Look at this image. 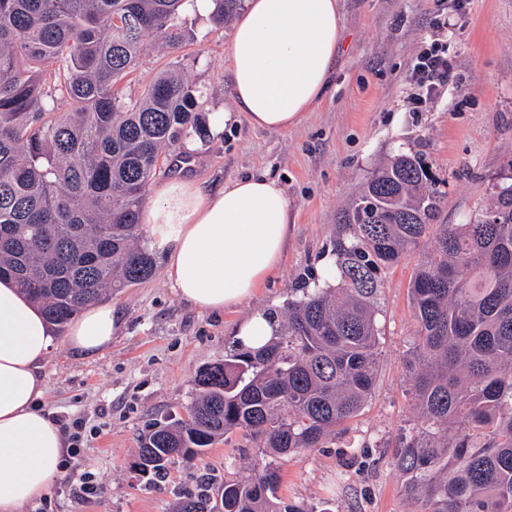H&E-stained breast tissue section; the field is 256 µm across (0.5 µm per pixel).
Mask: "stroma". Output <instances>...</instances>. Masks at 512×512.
<instances>
[{"mask_svg": "<svg viewBox=\"0 0 512 512\" xmlns=\"http://www.w3.org/2000/svg\"><path fill=\"white\" fill-rule=\"evenodd\" d=\"M340 14L347 46L327 98L285 132L252 128L236 108L231 23L192 9L182 14L191 33L183 72L200 90L205 114L221 112L226 120L206 141L178 145L165 176L209 186L250 174L278 179L291 204L288 251L251 299L209 314L176 293L164 255L156 254L154 277L110 298L121 330L109 350L85 357L62 342L51 350L43 407L94 427L70 464L96 491L77 492L63 478L42 512H174L200 477L217 485L247 473L261 450L240 431L194 463L172 460L159 483L132 463L150 426L185 416L199 371L235 348L238 324L258 309L285 315L300 278L320 274L337 211L387 158L405 153L425 161L445 200L442 224L467 223L488 205L495 185L512 182V0H340ZM431 47L446 52L451 76L418 110L409 75ZM167 61L146 40L125 94L141 95ZM428 247L421 242L383 276L376 382L347 434L279 463L277 496L304 512H411L394 457L417 423L407 368L414 332L409 282ZM353 441L362 443L360 453H351Z\"/></svg>", "mask_w": 512, "mask_h": 512, "instance_id": "35a3bbf8", "label": "stroma"}]
</instances>
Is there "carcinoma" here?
<instances>
[{
	"label": "carcinoma",
	"mask_w": 512,
	"mask_h": 512,
	"mask_svg": "<svg viewBox=\"0 0 512 512\" xmlns=\"http://www.w3.org/2000/svg\"><path fill=\"white\" fill-rule=\"evenodd\" d=\"M189 2L0 0V278L58 327L155 274L138 245L147 189L169 148L207 133L199 90L180 71ZM212 3L222 23L242 0ZM148 37L171 60L134 100L122 82ZM440 204L419 157L374 169L336 212L332 281L296 289L268 345L202 369L186 416L143 435L142 475L234 430L265 449L224 481V499L205 487L176 512H305L274 495L272 460L324 447L360 414L377 373L382 273L432 226L409 285L417 428L394 465L418 512H512V183L467 224H434Z\"/></svg>",
	"instance_id": "carcinoma-1"
}]
</instances>
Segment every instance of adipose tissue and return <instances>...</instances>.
Here are the masks:
<instances>
[{
    "instance_id": "ef3b65f1",
    "label": "adipose tissue",
    "mask_w": 512,
    "mask_h": 512,
    "mask_svg": "<svg viewBox=\"0 0 512 512\" xmlns=\"http://www.w3.org/2000/svg\"><path fill=\"white\" fill-rule=\"evenodd\" d=\"M342 32L338 0H248L229 58L234 101L251 127L288 130L325 98ZM290 214L284 188L264 174L210 188L177 177L154 190L142 222L177 294L212 313L250 299L279 269ZM119 329L111 304H93L71 323L66 343L95 356ZM54 343L41 309L1 279L0 512H30L65 474L66 435L41 406Z\"/></svg>"
}]
</instances>
